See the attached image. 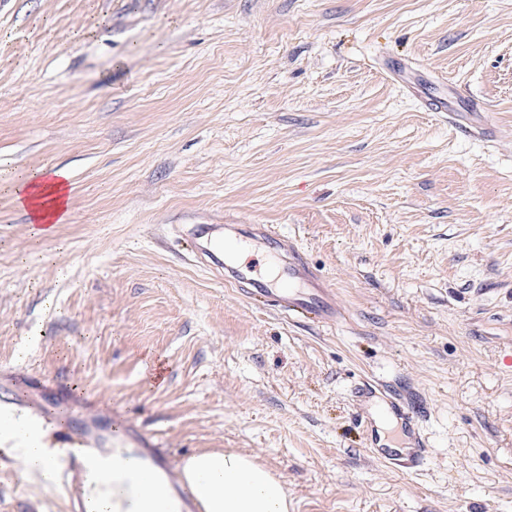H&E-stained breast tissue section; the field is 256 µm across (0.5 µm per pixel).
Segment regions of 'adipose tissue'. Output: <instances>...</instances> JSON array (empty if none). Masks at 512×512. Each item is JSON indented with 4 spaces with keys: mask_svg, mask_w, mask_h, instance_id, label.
<instances>
[{
    "mask_svg": "<svg viewBox=\"0 0 512 512\" xmlns=\"http://www.w3.org/2000/svg\"><path fill=\"white\" fill-rule=\"evenodd\" d=\"M14 202L27 213L33 231L49 234L64 223L71 208L69 175L47 169L23 177L12 186ZM176 484L145 481L138 489L140 512H171L175 488L197 499L202 512H289L282 479L238 451H207L185 458Z\"/></svg>",
    "mask_w": 512,
    "mask_h": 512,
    "instance_id": "obj_1",
    "label": "adipose tissue"
}]
</instances>
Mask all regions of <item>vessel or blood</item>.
Listing matches in <instances>:
<instances>
[{
    "mask_svg": "<svg viewBox=\"0 0 512 512\" xmlns=\"http://www.w3.org/2000/svg\"><path fill=\"white\" fill-rule=\"evenodd\" d=\"M425 108L447 113L449 124L464 133L485 127L479 119L480 108L467 100L451 102L441 97L430 100ZM190 235L208 267L223 272L225 282L240 288L249 298L266 299L288 317H305L327 326L341 318L335 288L296 248L292 238L275 225L242 228L235 224H195ZM252 250L264 253L267 272L257 270L254 261L248 259ZM384 407L399 423L401 435L386 443L373 440L371 453L397 470H418L428 455L429 444L415 408L396 393L387 396ZM21 409L17 392L7 385L0 387V420L17 419ZM31 436L44 447L62 450L64 464L54 478L71 493L70 512H94L104 488L112 500L123 499V484L102 486V476L119 475L126 481L148 471L160 481L168 479L169 465L158 455L152 440L118 439L93 425L79 430L60 428L41 414L29 417L25 430L0 434V461L16 455Z\"/></svg>",
    "mask_w": 512,
    "mask_h": 512,
    "instance_id": "obj_1",
    "label": "vessel or blood"
}]
</instances>
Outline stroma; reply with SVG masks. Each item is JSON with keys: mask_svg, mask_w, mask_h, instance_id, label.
Listing matches in <instances>:
<instances>
[{"mask_svg": "<svg viewBox=\"0 0 512 512\" xmlns=\"http://www.w3.org/2000/svg\"><path fill=\"white\" fill-rule=\"evenodd\" d=\"M478 98L426 111L392 64ZM70 172L35 236L10 184ZM275 224L344 318L290 320L190 225ZM512 0H0V373L75 390L170 466L233 448L290 512H512ZM408 396L416 472L366 452L353 390ZM0 464V512H66ZM427 101L429 103H424L427 111L448 112V123L463 133H469L470 130H486L484 119L478 121L470 120L472 116H482L483 110L468 100L448 102V99L441 97L438 99H428Z\"/></svg>", "mask_w": 512, "mask_h": 512, "instance_id": "35a3bbf8", "label": "stroma"}]
</instances>
